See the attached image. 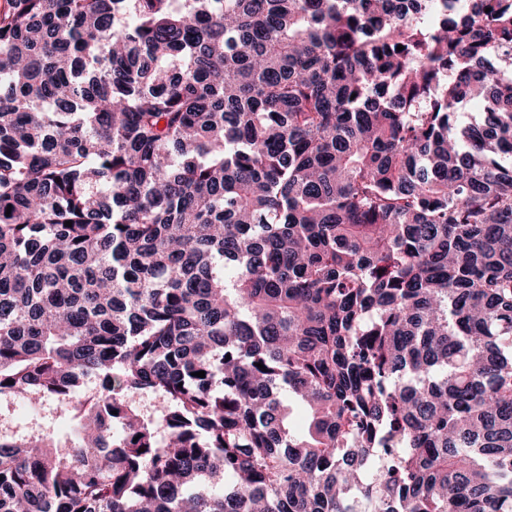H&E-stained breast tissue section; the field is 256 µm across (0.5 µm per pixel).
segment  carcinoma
<instances>
[{
    "label": "carcinoma",
    "instance_id": "1",
    "mask_svg": "<svg viewBox=\"0 0 512 512\" xmlns=\"http://www.w3.org/2000/svg\"><path fill=\"white\" fill-rule=\"evenodd\" d=\"M17 396L0 512H512V0H0ZM36 421L54 425L58 435L63 439L72 436L74 421L70 409L61 414V408L56 411V404L46 401L39 409L32 410L20 399H9L2 403V408L0 407V427L1 424L2 427L8 423L23 426Z\"/></svg>",
    "mask_w": 512,
    "mask_h": 512
}]
</instances>
